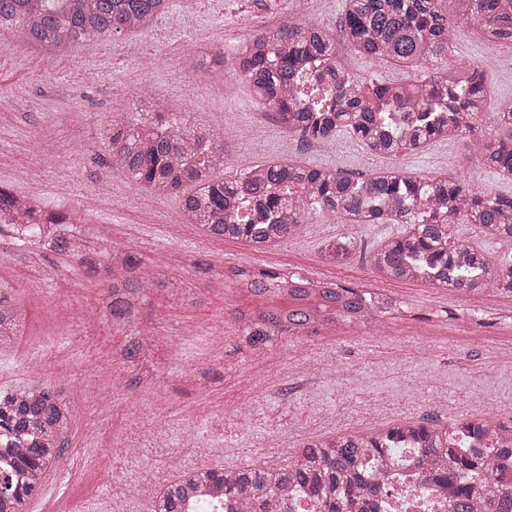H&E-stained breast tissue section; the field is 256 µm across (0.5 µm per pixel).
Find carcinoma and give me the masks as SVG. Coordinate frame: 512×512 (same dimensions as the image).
<instances>
[{
	"instance_id": "obj_1",
	"label": "carcinoma",
	"mask_w": 512,
	"mask_h": 512,
	"mask_svg": "<svg viewBox=\"0 0 512 512\" xmlns=\"http://www.w3.org/2000/svg\"><path fill=\"white\" fill-rule=\"evenodd\" d=\"M445 0H345L339 22L346 49L372 61L418 74L411 82H379L353 74L337 61L339 47L325 29L290 12L280 27L253 34L236 47V71L253 97L274 112L279 126L301 143L334 144L354 137L373 156L395 157L438 140L473 136L486 101L485 79L475 63L448 55L454 25ZM455 14L493 46L512 48V0H451ZM169 0H0V34L13 28L25 42L51 52L114 33L135 34L167 13ZM147 112H115L107 130L112 169L153 196L181 198L182 214L215 238L261 249L300 235L311 218L343 217L354 224H400V235L369 256L382 278L425 282L433 288L474 295L512 294V260L494 263L461 240L457 227L471 224L485 235L512 239V194L483 195L459 174L415 176L401 169L353 177L325 167L269 162L235 167L224 140L196 127L179 112L144 92ZM507 131L482 147L480 160L512 180V111L494 112ZM224 171L217 180L214 173ZM31 198L0 188V234L39 241L57 254L75 250L70 221L43 224ZM355 239L338 235L322 248V260L346 263ZM131 252L112 267V317L129 316L149 274ZM234 283L276 280L273 272L232 269ZM346 313L322 307L317 318L293 329L272 312L236 310L247 343L259 348L279 336L329 331L340 323L379 322L396 309L385 296L360 293L332 282ZM19 312L0 298V347L16 335ZM74 407L57 385L35 382L0 390V512H24L62 455ZM509 428L480 416L450 425L416 422L380 430L336 434L304 444L281 469H194L171 482L155 499L154 512H182L197 484L214 486L239 512H296L292 492L301 489L322 512H372L385 490L382 462L394 446H413L424 484L448 497V512H512V445L493 443L489 432Z\"/></svg>"
}]
</instances>
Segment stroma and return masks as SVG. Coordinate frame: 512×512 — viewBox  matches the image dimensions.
Segmentation results:
<instances>
[{"label":"stroma","instance_id":"obj_1","mask_svg":"<svg viewBox=\"0 0 512 512\" xmlns=\"http://www.w3.org/2000/svg\"><path fill=\"white\" fill-rule=\"evenodd\" d=\"M345 0H172L188 20L167 19L134 35L115 34L62 56L30 49L20 31L0 34V185L41 199L60 212L97 204L95 226L115 227L108 249L130 251L154 266L160 285L139 301L131 319L112 316V279L100 252L58 255L0 237V295L17 305L19 330L0 348V389L39 380L70 381L77 415L57 466L26 512H113L133 498L136 479L166 486L172 467L232 469L288 466L311 439L383 428L403 420L449 424L490 413L512 425V294L494 300L463 296L424 282H387L368 257L401 231L397 224H326L312 219L298 239L256 250L214 239L181 221L171 198L151 199L113 172L105 149L110 116L138 109L149 84L170 111L197 126L222 130L237 166L271 160L331 167L364 177L398 168L413 175L459 173L491 194L512 192L479 160L475 138L436 141L388 158L341 137L335 151L301 145L254 101L226 60L224 78L207 79L189 63L201 45L236 46L276 27L289 5L338 33ZM453 56L485 75L488 100L512 97V49L493 47L455 19ZM349 234L359 243L340 267L324 263L325 241ZM180 255L161 264L164 253ZM248 267L333 281L384 293L400 310L383 329L339 324L312 336H281L249 347L235 311L241 299L220 270ZM224 338L213 361V334ZM138 338L136 359L113 370L122 385L98 376L105 350ZM157 439H149L153 425ZM148 440L136 458L119 451L122 430ZM206 455H199V448Z\"/></svg>","mask_w":512,"mask_h":512}]
</instances>
